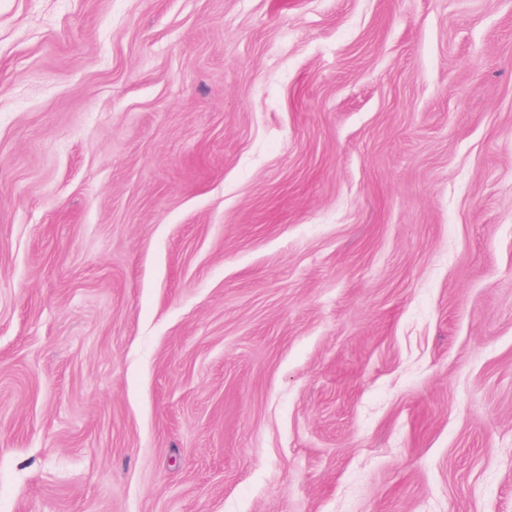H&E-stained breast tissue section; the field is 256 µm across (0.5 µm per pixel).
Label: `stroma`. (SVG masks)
<instances>
[{
	"mask_svg": "<svg viewBox=\"0 0 512 512\" xmlns=\"http://www.w3.org/2000/svg\"><path fill=\"white\" fill-rule=\"evenodd\" d=\"M0 512H512V0H0Z\"/></svg>",
	"mask_w": 512,
	"mask_h": 512,
	"instance_id": "35a3bbf8",
	"label": "stroma"
}]
</instances>
